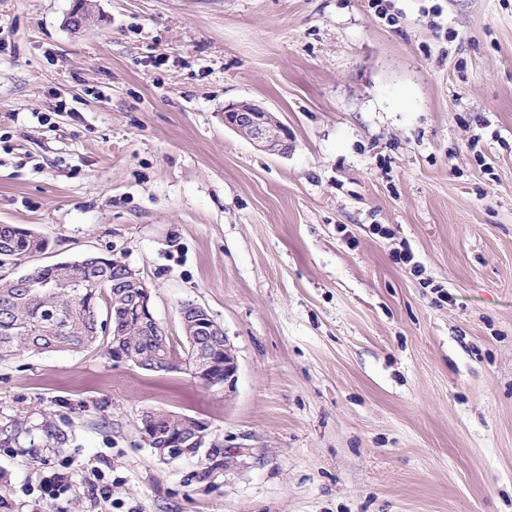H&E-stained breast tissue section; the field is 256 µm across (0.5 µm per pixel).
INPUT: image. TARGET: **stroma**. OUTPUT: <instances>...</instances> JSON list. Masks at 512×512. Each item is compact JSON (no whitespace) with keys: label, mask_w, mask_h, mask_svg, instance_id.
I'll return each mask as SVG.
<instances>
[{"label":"stroma","mask_w":512,"mask_h":512,"mask_svg":"<svg viewBox=\"0 0 512 512\" xmlns=\"http://www.w3.org/2000/svg\"><path fill=\"white\" fill-rule=\"evenodd\" d=\"M77 3L0 0V224L50 241L0 275L120 259L165 335L207 308L237 380L0 361V425L70 439L0 446V512H512V0ZM242 100L287 156L225 127ZM148 408L205 448L160 459ZM260 103L245 100L224 108V125L254 147L273 155H287L290 149L288 128ZM10 420V430L6 432L0 430L1 435L6 436L7 441L5 443H8L9 440H12L15 444L19 440L24 442V437L30 438V446H34V440L37 438L42 448H65L68 443L67 433L48 419H43L39 424L21 418Z\"/></svg>","instance_id":"stroma-1"}]
</instances>
